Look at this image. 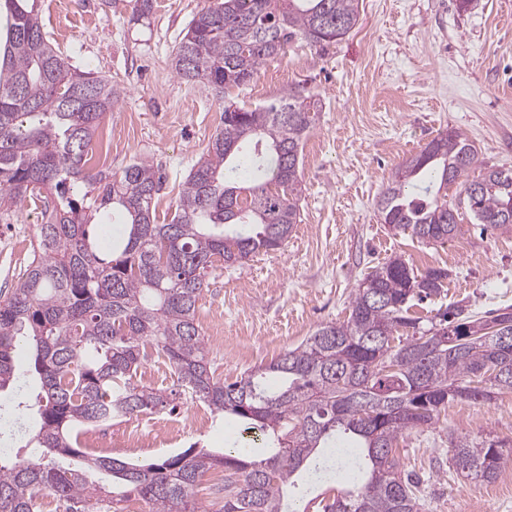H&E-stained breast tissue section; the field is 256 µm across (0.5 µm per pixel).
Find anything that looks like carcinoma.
Listing matches in <instances>:
<instances>
[{
  "label": "carcinoma",
  "instance_id": "carcinoma-1",
  "mask_svg": "<svg viewBox=\"0 0 512 512\" xmlns=\"http://www.w3.org/2000/svg\"><path fill=\"white\" fill-rule=\"evenodd\" d=\"M39 0H0V210L42 203L33 258L15 288L0 295V390L20 373L13 351L30 338L43 391L39 428L26 445L33 461L0 464V512H42L47 493L66 512H203L195 491L224 472L217 512H298L288 494L321 476L337 448L346 471L331 470L318 512H421L416 483L402 474L397 441L429 427L454 400L489 402L512 391V305L478 316L454 304L429 319L412 302L444 292L448 270L414 273L396 257L358 285L342 323L318 327L297 347L225 384L214 377L196 305L206 278L259 252H274L300 223V159L317 102L290 91L270 104L227 106L221 127L189 173L174 216L158 224L160 177L144 160L118 174L90 171L89 148L117 98L112 82L66 62L43 32ZM358 22V0H216L189 22L172 58L188 81L220 94L249 82L295 38L314 47L343 38ZM478 150L450 130L394 171L378 202L380 222L419 239L445 242L458 209L440 197L464 186L481 224L512 229V172L486 168L473 180ZM124 233L101 248L95 229ZM470 328L448 343V326ZM171 369L173 386L216 416L257 426L269 456L241 442L222 455L194 443L158 463L88 455L81 433L116 418L160 411V390L137 381L147 350ZM458 474L492 482L512 448L457 441ZM75 458L78 464L63 463ZM100 479L93 480L91 476Z\"/></svg>",
  "mask_w": 512,
  "mask_h": 512
}]
</instances>
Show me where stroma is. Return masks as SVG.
Here are the masks:
<instances>
[{"label": "stroma", "instance_id": "obj_1", "mask_svg": "<svg viewBox=\"0 0 512 512\" xmlns=\"http://www.w3.org/2000/svg\"><path fill=\"white\" fill-rule=\"evenodd\" d=\"M41 0L44 30L81 69L111 79L118 101L100 124L93 150L103 171L148 161L161 175L156 221L168 223L184 181L220 126L222 106L254 109L295 91L318 103L301 169L300 222L285 247L216 270L198 301L197 319L216 376L231 383L296 347L317 327L342 322L350 296L373 267L403 258L415 272L442 267L443 295L415 309L434 316L463 301L476 313L512 305V232L478 224L460 207L456 235L427 244L381 224L377 204L403 159L454 129L476 146L481 166L512 171V0H359V21L319 48L298 39L266 60L249 83L216 96L171 67L192 17L211 0H154L148 19L131 23L135 0H72L56 15ZM41 214L31 204L0 213V293H9L32 259ZM24 378L0 391V448L28 458L23 430L40 421L32 350L13 353ZM156 425L182 420L176 433L106 456L151 463L191 444L223 453L240 437L233 418L191 424L200 403L176 394ZM512 443V392L489 403H449L434 425L398 440L401 468L420 476L421 512H512V457L497 481L463 479L449 463L462 438Z\"/></svg>", "mask_w": 512, "mask_h": 512}]
</instances>
